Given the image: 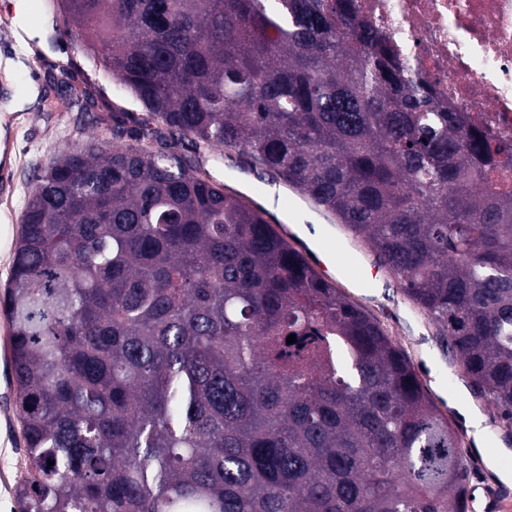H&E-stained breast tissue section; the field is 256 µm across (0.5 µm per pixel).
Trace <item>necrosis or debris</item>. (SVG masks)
Wrapping results in <instances>:
<instances>
[{
  "label": "necrosis or debris",
  "mask_w": 512,
  "mask_h": 512,
  "mask_svg": "<svg viewBox=\"0 0 512 512\" xmlns=\"http://www.w3.org/2000/svg\"><path fill=\"white\" fill-rule=\"evenodd\" d=\"M448 105L512 136V0H354Z\"/></svg>",
  "instance_id": "1"
}]
</instances>
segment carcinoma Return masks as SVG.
Instances as JSON below:
<instances>
[{
	"label": "carcinoma",
	"instance_id": "carcinoma-1",
	"mask_svg": "<svg viewBox=\"0 0 512 512\" xmlns=\"http://www.w3.org/2000/svg\"><path fill=\"white\" fill-rule=\"evenodd\" d=\"M61 3L150 125L112 115L25 202L0 302L21 512H468L465 442L403 350L180 147L336 216L512 428V138L353 0Z\"/></svg>",
	"mask_w": 512,
	"mask_h": 512
}]
</instances>
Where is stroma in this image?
Masks as SVG:
<instances>
[{
	"label": "stroma",
	"mask_w": 512,
	"mask_h": 512,
	"mask_svg": "<svg viewBox=\"0 0 512 512\" xmlns=\"http://www.w3.org/2000/svg\"><path fill=\"white\" fill-rule=\"evenodd\" d=\"M22 1L27 9L17 20L32 42L43 44L44 52L16 57L8 32L0 29V227L7 230L6 239L0 242V285L10 274L23 199L35 174L55 151L85 143L91 136H112L111 124L92 123L70 103L71 90L86 92L97 112H124L137 123L149 119L148 112L80 40L47 44V33L67 24L59 0H0V5L15 7ZM347 256L358 267L359 280L347 278L337 253L329 251L324 254L322 275L376 318L404 350L430 398L467 446H475L476 441L452 403L456 395L483 416L490 436L489 452L504 447L506 431L497 409L469 390L458 364L440 342L435 324L408 299L390 271L376 266L374 255L363 243L350 240ZM13 398L0 370V512H20L14 492L28 468ZM484 467V475L471 478L473 512H487L490 498L484 489L491 484L496 487L493 499L512 512V481L500 480L493 457L485 460Z\"/></svg>",
	"instance_id": "1"
}]
</instances>
